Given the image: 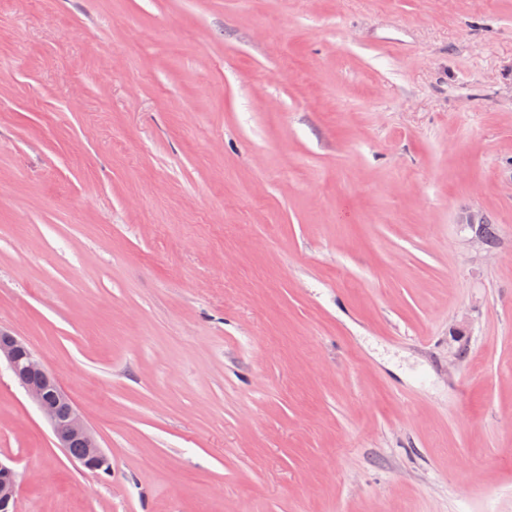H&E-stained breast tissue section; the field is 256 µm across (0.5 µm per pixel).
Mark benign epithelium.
<instances>
[{
    "label": "benign epithelium",
    "mask_w": 512,
    "mask_h": 512,
    "mask_svg": "<svg viewBox=\"0 0 512 512\" xmlns=\"http://www.w3.org/2000/svg\"><path fill=\"white\" fill-rule=\"evenodd\" d=\"M7 363L20 386L50 425L57 447L91 473L112 468L110 457L100 445L85 417L77 409L61 383L41 362L21 336L0 331V361ZM79 443L83 451L71 453ZM18 492L17 472L0 460V512H15Z\"/></svg>",
    "instance_id": "benign-epithelium-1"
}]
</instances>
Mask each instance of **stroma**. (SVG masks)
<instances>
[{"instance_id": "35a3bbf8", "label": "stroma", "mask_w": 512, "mask_h": 512, "mask_svg": "<svg viewBox=\"0 0 512 512\" xmlns=\"http://www.w3.org/2000/svg\"><path fill=\"white\" fill-rule=\"evenodd\" d=\"M1 328L17 512H512V0H0ZM2 360L13 376L20 379V386L50 425L57 447L63 448L73 461L91 473L109 471L111 459L100 448L85 417L28 342L1 330L0 364ZM74 444L73 452L80 454L72 453Z\"/></svg>"}]
</instances>
